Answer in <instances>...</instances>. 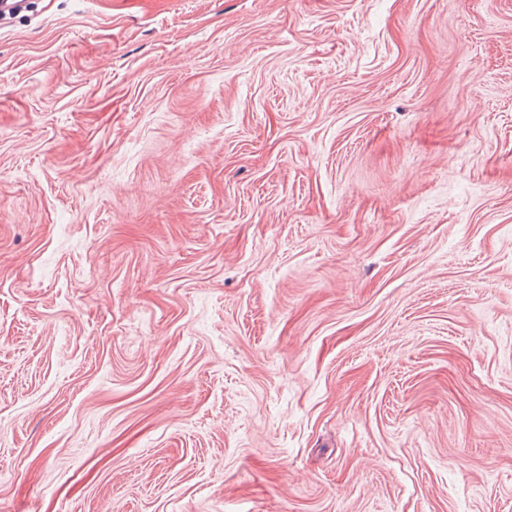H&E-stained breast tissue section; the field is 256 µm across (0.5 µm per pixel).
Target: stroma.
Here are the masks:
<instances>
[{"instance_id":"1","label":"stroma","mask_w":512,"mask_h":512,"mask_svg":"<svg viewBox=\"0 0 512 512\" xmlns=\"http://www.w3.org/2000/svg\"><path fill=\"white\" fill-rule=\"evenodd\" d=\"M0 512H512V0L0 23Z\"/></svg>"}]
</instances>
